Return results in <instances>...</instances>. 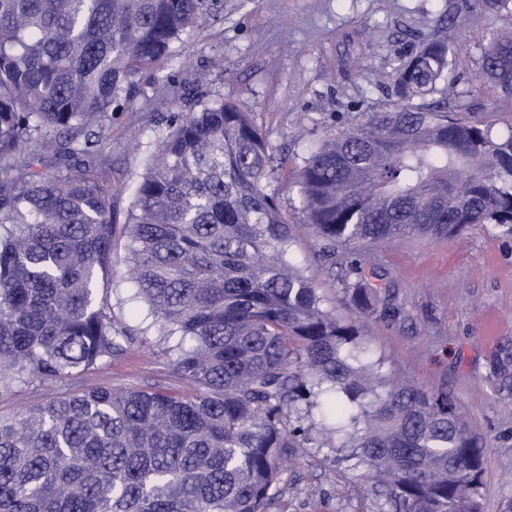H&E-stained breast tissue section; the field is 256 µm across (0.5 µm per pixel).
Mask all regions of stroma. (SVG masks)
<instances>
[{
    "instance_id": "obj_1",
    "label": "stroma",
    "mask_w": 512,
    "mask_h": 512,
    "mask_svg": "<svg viewBox=\"0 0 512 512\" xmlns=\"http://www.w3.org/2000/svg\"><path fill=\"white\" fill-rule=\"evenodd\" d=\"M217 21L183 36L177 62L143 73L131 111L112 123V177L126 211L152 149L161 80L183 70L223 71L199 91L243 99L279 144L296 149L299 128L323 136L334 116L389 103L388 74L398 57L430 37L439 19L457 45L458 71L481 69L482 36L512 27L510 17L472 20L454 0H223ZM366 267L384 274L402 313L372 324L366 350L387 373L446 392L484 444V512H512V237L482 224L438 239L407 236L370 246ZM179 387L159 348H139L103 370L84 373L79 389L101 385ZM284 498L268 512H389L371 480L327 448L310 449L284 477Z\"/></svg>"
}]
</instances>
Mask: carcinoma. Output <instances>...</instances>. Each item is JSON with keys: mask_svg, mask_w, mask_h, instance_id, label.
Here are the masks:
<instances>
[{"mask_svg": "<svg viewBox=\"0 0 512 512\" xmlns=\"http://www.w3.org/2000/svg\"><path fill=\"white\" fill-rule=\"evenodd\" d=\"M461 6L512 15V0ZM221 9L0 0V395L68 385L135 345H166L192 387L103 386L0 415V512H268L310 448L350 452L390 512H483L484 448L448 395L365 355L371 320L399 309L361 254L471 224L512 236V133L476 116L483 96L512 95V30L490 31L465 86L455 43L421 42L392 65L387 107L336 116L301 154L246 102L168 79L172 112L121 215L114 113ZM298 224L315 270L293 261ZM114 294L151 322L116 318Z\"/></svg>", "mask_w": 512, "mask_h": 512, "instance_id": "carcinoma-1", "label": "carcinoma"}]
</instances>
